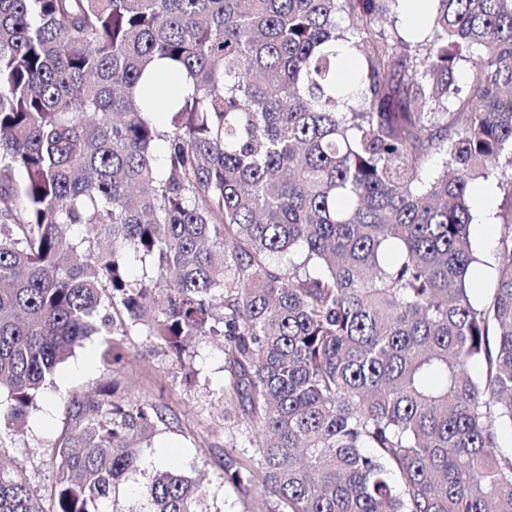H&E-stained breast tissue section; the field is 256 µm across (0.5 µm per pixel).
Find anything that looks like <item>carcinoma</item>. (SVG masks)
<instances>
[{
  "mask_svg": "<svg viewBox=\"0 0 512 512\" xmlns=\"http://www.w3.org/2000/svg\"><path fill=\"white\" fill-rule=\"evenodd\" d=\"M402 2L0 0V434L91 336H219L242 501L512 512V206L476 300L469 199L512 167V0H427L407 31ZM159 64L193 83L164 125ZM68 415L50 512H102L163 409L108 385ZM1 446L0 512H40ZM142 496L209 512L171 469Z\"/></svg>",
  "mask_w": 512,
  "mask_h": 512,
  "instance_id": "obj_1",
  "label": "carcinoma"
}]
</instances>
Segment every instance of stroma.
<instances>
[{
  "label": "stroma",
  "mask_w": 512,
  "mask_h": 512,
  "mask_svg": "<svg viewBox=\"0 0 512 512\" xmlns=\"http://www.w3.org/2000/svg\"><path fill=\"white\" fill-rule=\"evenodd\" d=\"M500 181V174L491 175L471 196L475 220L470 238L478 258L473 288L478 299L494 283L500 265L495 246L507 208ZM186 352L191 357L187 367L153 337L136 333L124 337L116 348V361L108 363L100 337L94 336L61 364L22 430L6 441L15 473L27 479L43 512L50 507L49 493L57 475L54 443L70 427L65 412L69 400L111 382L117 386V398L160 404L167 422L141 445L139 470L128 475L116 497L104 503L103 512H135L144 485L160 468L202 479L216 494L211 512H239L234 490L224 484V456L238 451L243 440L241 430L224 419V346L218 339L199 338L188 344Z\"/></svg>",
  "instance_id": "1"
}]
</instances>
